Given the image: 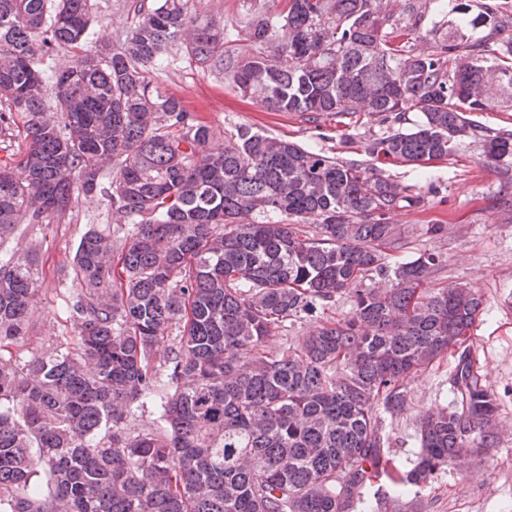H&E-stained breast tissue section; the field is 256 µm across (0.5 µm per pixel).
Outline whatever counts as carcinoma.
<instances>
[{"instance_id":"1","label":"carcinoma","mask_w":512,"mask_h":512,"mask_svg":"<svg viewBox=\"0 0 512 512\" xmlns=\"http://www.w3.org/2000/svg\"><path fill=\"white\" fill-rule=\"evenodd\" d=\"M191 0H134L118 45L87 47L95 0H0V104L24 149L0 166V236L48 224L93 195L133 225L80 237L71 266L72 336L20 353L38 304L29 259L0 263V512H363L393 459L383 415L403 382L458 346L455 409L417 424L400 478L418 485L495 447L496 399L469 341L482 296L432 286L445 260H410L396 212L411 186L378 163L423 168L459 143L512 175V131L469 112L512 108L507 0H285L225 28ZM453 18L422 27L429 10ZM180 44L269 112L308 123L369 115L388 124L367 161H343L239 127L213 129L145 79ZM64 52L45 100L40 57ZM413 112L417 119L408 121ZM372 285L362 287L363 280ZM350 315L298 346L272 332L342 296ZM153 405L156 425L135 410Z\"/></svg>"}]
</instances>
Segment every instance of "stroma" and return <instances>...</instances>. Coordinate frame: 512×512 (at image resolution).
<instances>
[{"label":"stroma","mask_w":512,"mask_h":512,"mask_svg":"<svg viewBox=\"0 0 512 512\" xmlns=\"http://www.w3.org/2000/svg\"><path fill=\"white\" fill-rule=\"evenodd\" d=\"M99 10L89 29L91 39L122 41L130 26L131 0H98ZM252 0H192L193 11L225 26L227 49L241 47L235 22ZM169 64L152 69L147 81L161 93L180 99L187 111L209 125L216 144H223L230 131L248 126L270 135L340 159L364 160L369 139L384 132L378 117L359 116L336 121L322 117L318 123L304 122L291 112H269L243 99L222 74L196 65L180 48L167 53ZM479 144L465 140L450 159L429 170L405 165H388L391 180L415 186L420 204L398 211L409 242L404 255L422 250L442 253L446 266L437 286L469 284L483 296L484 311L472 331L470 344L482 366L485 384L494 394L498 410V439L495 448L480 456H465L437 471L420 485L398 491L390 479H382V490L390 501L388 512H512V183L492 168L479 164ZM92 224H107L114 238L126 236L128 223L118 221L101 192L81 198L79 203L48 224H16L0 240V260L34 256L39 269V302L32 314L29 350L71 335L69 302L72 295V259L81 235ZM444 224L448 230L433 238L424 225ZM351 310L349 297L319 311L316 316L276 331L270 344L303 340L327 319H340ZM456 355H448L404 383V411L386 418L391 454L400 472L409 471L419 451L415 424L429 410L449 407V379Z\"/></svg>","instance_id":"1"}]
</instances>
